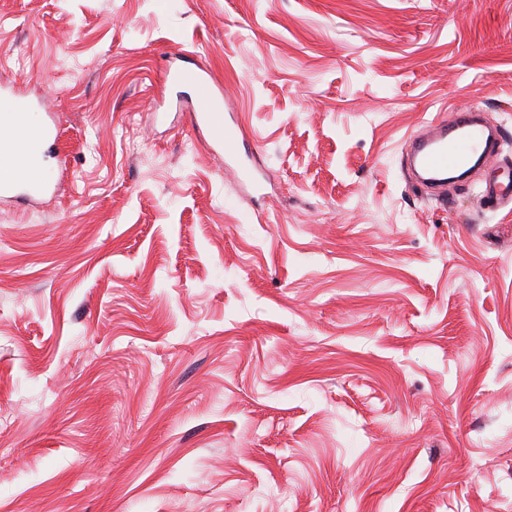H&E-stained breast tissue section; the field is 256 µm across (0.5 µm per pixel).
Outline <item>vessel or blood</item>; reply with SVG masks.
Returning a JSON list of instances; mask_svg holds the SVG:
<instances>
[{"mask_svg":"<svg viewBox=\"0 0 512 512\" xmlns=\"http://www.w3.org/2000/svg\"><path fill=\"white\" fill-rule=\"evenodd\" d=\"M167 78L176 91H189L188 118L197 131L207 132L211 143L223 150L228 164L243 178H251L247 163L254 154L241 141L235 127L224 119V89L208 69L187 65L182 53L171 54ZM35 101L22 96L12 82H0V199L32 203L49 193L51 183L42 176L52 137L49 126H32ZM494 125L479 110L469 108L432 122L427 133L408 145L406 155L412 185L422 195H441L450 175L479 165L492 149Z\"/></svg>","mask_w":512,"mask_h":512,"instance_id":"vessel-or-blood-1","label":"vessel or blood"}]
</instances>
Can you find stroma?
I'll return each mask as SVG.
<instances>
[{"label": "stroma", "instance_id": "obj_1", "mask_svg": "<svg viewBox=\"0 0 512 512\" xmlns=\"http://www.w3.org/2000/svg\"><path fill=\"white\" fill-rule=\"evenodd\" d=\"M1 80L61 155L0 201V512H512V0H0ZM461 107L504 142L422 199ZM167 78L178 97L186 94L189 98L187 114L192 126L198 132L206 131L212 145L224 150L225 163L236 166L241 177L251 180L252 173L245 161H252L254 154L244 139L240 141L237 129L224 120L223 87L213 81L206 67L188 66L181 51L169 56ZM484 194L488 197L496 199L512 200V178L511 172L507 169V173L502 177H491L486 180Z\"/></svg>", "mask_w": 512, "mask_h": 512}]
</instances>
